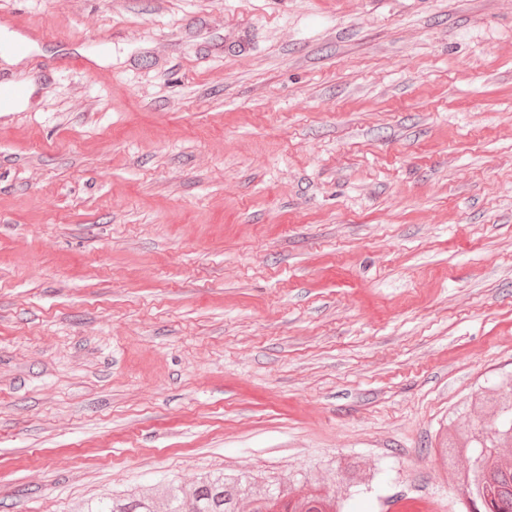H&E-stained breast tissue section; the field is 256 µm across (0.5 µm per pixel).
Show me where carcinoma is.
<instances>
[{
  "mask_svg": "<svg viewBox=\"0 0 512 512\" xmlns=\"http://www.w3.org/2000/svg\"><path fill=\"white\" fill-rule=\"evenodd\" d=\"M491 424H476L470 436L458 445L452 441L442 447L445 456L452 451L463 453L472 448H487L489 453L483 465H472L464 473V487L468 491L465 512H512V472L500 464L499 449L512 443V391L492 390ZM285 489L277 480L268 477L239 475H210L185 490L170 485L167 512H241L240 503L247 500L251 512L281 500ZM79 512H157L153 497L136 492L110 494L88 500ZM290 512H336L329 497L310 492L295 503Z\"/></svg>",
  "mask_w": 512,
  "mask_h": 512,
  "instance_id": "carcinoma-1",
  "label": "carcinoma"
}]
</instances>
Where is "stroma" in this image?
<instances>
[{
    "instance_id": "stroma-1",
    "label": "stroma",
    "mask_w": 512,
    "mask_h": 512,
    "mask_svg": "<svg viewBox=\"0 0 512 512\" xmlns=\"http://www.w3.org/2000/svg\"><path fill=\"white\" fill-rule=\"evenodd\" d=\"M1 26L37 89L0 112V512L223 471L463 512L438 450L512 377V0Z\"/></svg>"
}]
</instances>
